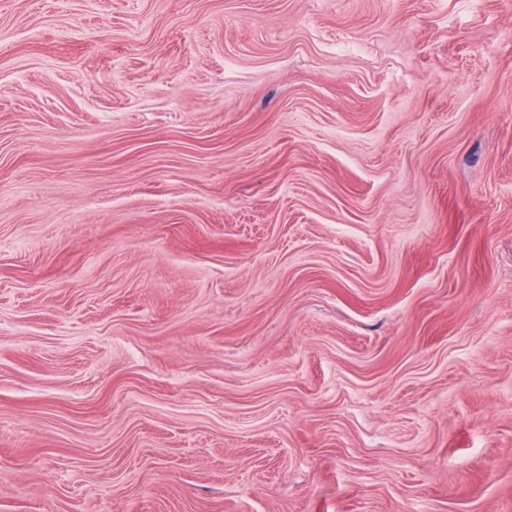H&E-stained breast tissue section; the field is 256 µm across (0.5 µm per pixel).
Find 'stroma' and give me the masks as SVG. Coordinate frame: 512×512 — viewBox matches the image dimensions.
<instances>
[{
	"instance_id": "35a3bbf8",
	"label": "stroma",
	"mask_w": 512,
	"mask_h": 512,
	"mask_svg": "<svg viewBox=\"0 0 512 512\" xmlns=\"http://www.w3.org/2000/svg\"><path fill=\"white\" fill-rule=\"evenodd\" d=\"M0 512H512V0H0Z\"/></svg>"
}]
</instances>
